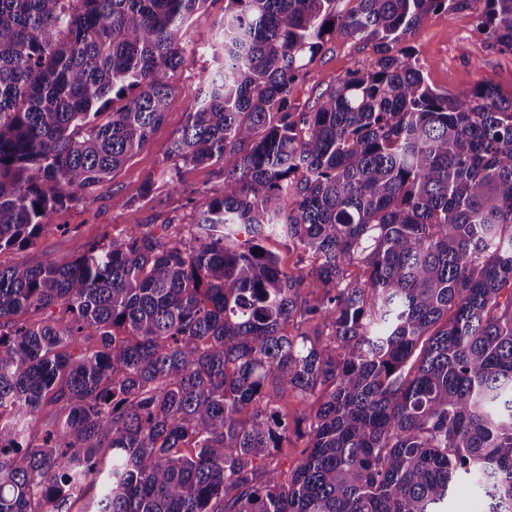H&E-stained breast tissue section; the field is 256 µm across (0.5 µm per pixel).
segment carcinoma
<instances>
[{"label":"carcinoma","instance_id":"carcinoma-1","mask_svg":"<svg viewBox=\"0 0 512 512\" xmlns=\"http://www.w3.org/2000/svg\"><path fill=\"white\" fill-rule=\"evenodd\" d=\"M205 2L0 0V250L145 146ZM336 2L225 0L217 70L167 148L174 191L181 165L224 163L191 239L135 224L0 268V512L93 489L85 512H446L463 479L512 512V95L439 93L406 44L474 8L512 54V0ZM333 37L375 57L299 115L304 58ZM277 231L320 298L258 252ZM296 317L314 335L286 333ZM288 396L307 446L284 471ZM59 406L51 403L43 405L41 410L32 418L27 433L30 437L40 439L45 427L54 422L59 416Z\"/></svg>","mask_w":512,"mask_h":512}]
</instances>
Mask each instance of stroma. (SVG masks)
Segmentation results:
<instances>
[{
  "mask_svg": "<svg viewBox=\"0 0 512 512\" xmlns=\"http://www.w3.org/2000/svg\"><path fill=\"white\" fill-rule=\"evenodd\" d=\"M204 16L189 24L183 41L188 60L174 81L173 104L152 133L148 145L131 156L106 181L68 207L45 219L34 246L24 251L0 250V267L19 261L46 264L75 258L92 247L123 238L128 227L142 225L154 235L189 236L195 213L187 203L191 193H221L224 168L219 164H187L181 169L182 189L174 192L163 183L165 150L184 128L189 112L198 106L217 64L213 52L220 39L224 0H206ZM419 68L435 90L454 92L479 81L492 82L503 94L512 93V54L491 50L475 25L470 10L430 14L408 39ZM374 56L371 44L357 39H335L308 60L305 77L293 89L300 112L312 111L319 98L348 68L364 67ZM154 191L144 195L145 181Z\"/></svg>",
  "mask_w": 512,
  "mask_h": 512,
  "instance_id": "1",
  "label": "stroma"
}]
</instances>
